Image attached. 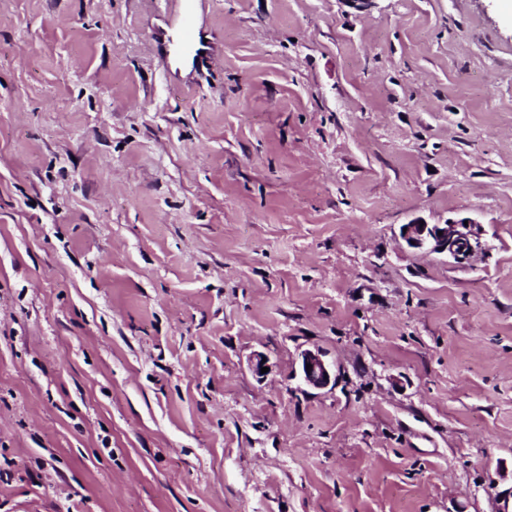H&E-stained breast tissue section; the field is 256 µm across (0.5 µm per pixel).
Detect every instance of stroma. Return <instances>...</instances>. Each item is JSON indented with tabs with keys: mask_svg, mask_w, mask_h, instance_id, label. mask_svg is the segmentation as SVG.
<instances>
[{
	"mask_svg": "<svg viewBox=\"0 0 512 512\" xmlns=\"http://www.w3.org/2000/svg\"><path fill=\"white\" fill-rule=\"evenodd\" d=\"M165 7L0 0V512H512V6ZM196 0H172L177 10L169 14L166 28H162L155 39L156 49L165 61L168 71L181 70L193 74L195 83L206 77L211 61L212 47L199 23ZM204 52V55H200ZM465 221H468V226H465ZM474 224L478 223L466 219L443 224L412 222L403 226L401 236L414 249L446 254L456 262H463L472 257L479 247L478 238L472 230ZM439 231L442 235H438ZM324 357L319 350H306L301 353V377L305 385L312 389L320 390L336 385V367ZM306 364L312 365L310 371H307Z\"/></svg>",
	"mask_w": 512,
	"mask_h": 512,
	"instance_id": "1",
	"label": "stroma"
}]
</instances>
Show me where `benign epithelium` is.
<instances>
[{"instance_id":"7a95c632","label":"benign epithelium","mask_w":512,"mask_h":512,"mask_svg":"<svg viewBox=\"0 0 512 512\" xmlns=\"http://www.w3.org/2000/svg\"><path fill=\"white\" fill-rule=\"evenodd\" d=\"M473 221L463 219L443 224H420L412 222L402 228L401 236L406 244L427 253L445 254L457 262L472 257L479 242L472 230ZM312 365L306 369V365ZM301 377L306 386L320 390L336 385V367L324 359L319 350L301 353Z\"/></svg>"}]
</instances>
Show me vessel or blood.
<instances>
[{
    "label": "vessel or blood",
    "instance_id": "1",
    "mask_svg": "<svg viewBox=\"0 0 512 512\" xmlns=\"http://www.w3.org/2000/svg\"><path fill=\"white\" fill-rule=\"evenodd\" d=\"M174 11L155 43L168 69L186 70L202 81L211 61L212 47L198 20L196 0H172Z\"/></svg>",
    "mask_w": 512,
    "mask_h": 512
}]
</instances>
